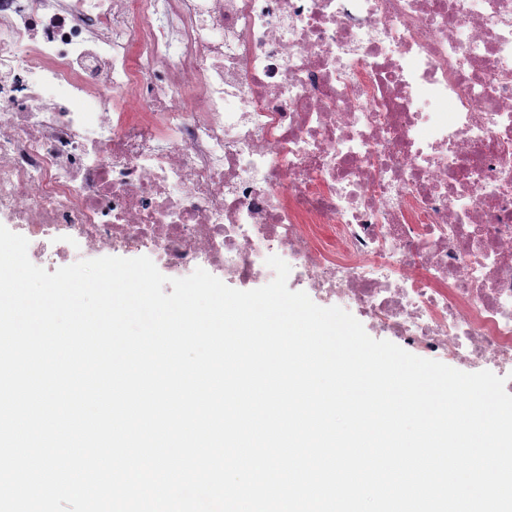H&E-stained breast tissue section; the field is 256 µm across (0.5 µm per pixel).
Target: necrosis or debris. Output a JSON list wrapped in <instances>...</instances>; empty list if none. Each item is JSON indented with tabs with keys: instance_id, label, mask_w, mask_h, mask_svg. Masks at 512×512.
<instances>
[{
	"instance_id": "obj_1",
	"label": "necrosis or debris",
	"mask_w": 512,
	"mask_h": 512,
	"mask_svg": "<svg viewBox=\"0 0 512 512\" xmlns=\"http://www.w3.org/2000/svg\"><path fill=\"white\" fill-rule=\"evenodd\" d=\"M2 216L512 375V0H0Z\"/></svg>"
}]
</instances>
